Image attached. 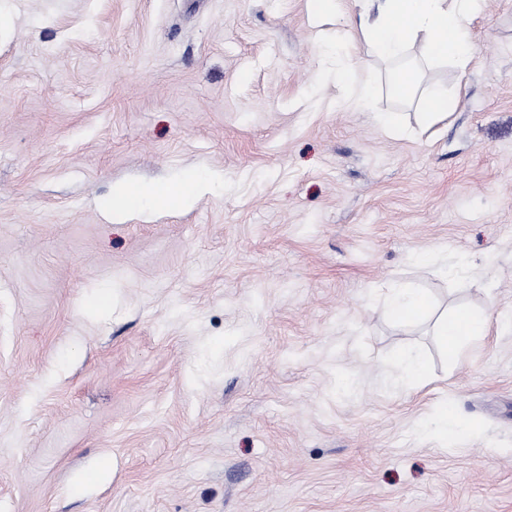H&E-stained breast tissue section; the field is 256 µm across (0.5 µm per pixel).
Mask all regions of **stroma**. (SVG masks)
Listing matches in <instances>:
<instances>
[{
	"mask_svg": "<svg viewBox=\"0 0 512 512\" xmlns=\"http://www.w3.org/2000/svg\"><path fill=\"white\" fill-rule=\"evenodd\" d=\"M0 12V512H512V0L466 20V67L421 62L453 99L427 131L307 0ZM190 167L217 179L189 209L100 206ZM391 285L491 332L449 360ZM446 402L476 432L419 435ZM343 50L344 47L336 43V68L333 69V78L338 84L355 85L354 104L361 107L367 106L374 97L375 86L369 79L357 80L354 70L347 63L342 62ZM384 310L397 324L429 320L432 302L420 288H390L384 296ZM396 360L407 379L421 382L427 377L429 365L424 355L414 351H398Z\"/></svg>",
	"mask_w": 512,
	"mask_h": 512,
	"instance_id": "35a3bbf8",
	"label": "stroma"
}]
</instances>
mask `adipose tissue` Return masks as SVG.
Wrapping results in <instances>:
<instances>
[{
  "label": "adipose tissue",
  "instance_id": "1",
  "mask_svg": "<svg viewBox=\"0 0 512 512\" xmlns=\"http://www.w3.org/2000/svg\"><path fill=\"white\" fill-rule=\"evenodd\" d=\"M483 0H352L340 11L337 0H309L312 16L347 25L373 53L386 62L402 58L414 44H421L426 59L466 64L470 41L463 20L477 13ZM393 95L402 101H418L427 123L444 120L452 109L447 92L422 88L418 68L403 66L393 72ZM211 175L187 171L176 183L116 185L101 206L113 219L146 208L182 209L189 206ZM386 314L398 324L432 320L433 334L449 358H457L463 347L483 338L489 320L480 314L459 310L449 316L432 318L429 295L419 288H391L384 296Z\"/></svg>",
  "mask_w": 512,
  "mask_h": 512
}]
</instances>
